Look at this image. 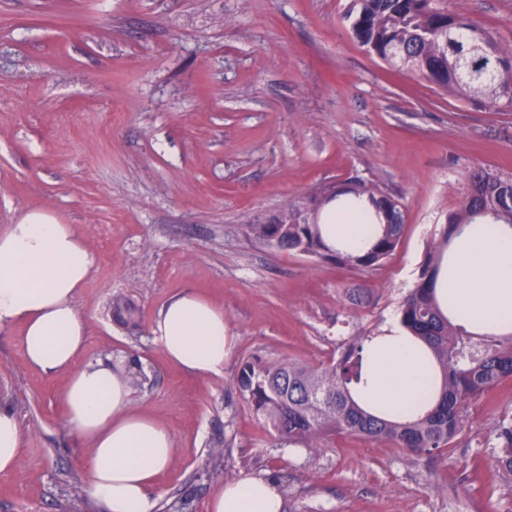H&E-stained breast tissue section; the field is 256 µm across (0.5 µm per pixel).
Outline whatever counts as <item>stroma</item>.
Segmentation results:
<instances>
[{"label": "stroma", "mask_w": 512, "mask_h": 512, "mask_svg": "<svg viewBox=\"0 0 512 512\" xmlns=\"http://www.w3.org/2000/svg\"><path fill=\"white\" fill-rule=\"evenodd\" d=\"M350 0H0V226L39 209L75 225L96 258L76 305L86 360L136 361L133 404L167 424L172 463L154 512H206L243 474L273 479L282 512H512V475L489 439L512 380L474 404L451 448L417 455L337 434L286 446L233 386L243 359L330 361L382 335L477 167L512 173V110L444 95L368 54ZM512 45V0H450ZM360 179L400 199L404 228L357 270L267 246L249 231ZM192 288L235 338L220 377L169 363L150 336ZM135 309L116 320L114 296ZM65 380L29 368L0 333V407L20 424L0 512H100L84 447L64 427Z\"/></svg>", "instance_id": "obj_1"}]
</instances>
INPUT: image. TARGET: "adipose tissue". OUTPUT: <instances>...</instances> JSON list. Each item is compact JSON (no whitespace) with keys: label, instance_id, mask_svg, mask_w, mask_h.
Instances as JSON below:
<instances>
[{"label":"adipose tissue","instance_id":"1","mask_svg":"<svg viewBox=\"0 0 512 512\" xmlns=\"http://www.w3.org/2000/svg\"><path fill=\"white\" fill-rule=\"evenodd\" d=\"M322 237L333 248L366 251L378 226L365 206L327 203L319 212ZM95 264L74 225L29 210L0 227V331L18 330L27 364L62 373L64 426L88 453L82 461L88 493L104 512H153L152 491L174 456L167 425L133 408L122 363H80L87 320L74 299ZM435 294L442 312L468 330L512 335V226L468 224L448 244ZM151 334L166 359L200 377L224 373L233 338L224 311L187 289L159 310ZM441 370L426 343L399 319L367 343L362 381L354 392L367 411L410 420L432 408ZM23 436L14 414L0 407V475L16 473ZM207 512H282L276 485L249 475L227 483Z\"/></svg>","mask_w":512,"mask_h":512}]
</instances>
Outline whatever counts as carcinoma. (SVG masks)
I'll list each match as a JSON object with an SVG mask.
<instances>
[{
    "label": "carcinoma",
    "instance_id": "1",
    "mask_svg": "<svg viewBox=\"0 0 512 512\" xmlns=\"http://www.w3.org/2000/svg\"><path fill=\"white\" fill-rule=\"evenodd\" d=\"M347 17L352 38L382 61L415 72L446 94L471 105L512 109V46L505 47L482 23L448 9V0H353ZM367 197L380 223L376 241L353 255L328 247L315 220L317 198L291 204L266 223L249 225L266 245L323 262L370 269L387 259L403 229L401 205L391 194L362 180L331 190L328 202L343 195ZM467 224L512 225V174L475 168L458 209L448 214L439 243L428 250L414 286L398 306L401 322L424 339L441 368L443 386L436 407L415 421L383 419L363 409L353 391L361 382L364 345L352 336L339 356L316 366L253 356L233 380L250 412L290 444L312 448L326 436L348 433L418 454L447 449L463 432L471 402L488 388L512 379V339L479 336L457 326L440 311L435 288L448 241ZM497 464L512 473V418L494 431Z\"/></svg>",
    "mask_w": 512,
    "mask_h": 512
}]
</instances>
